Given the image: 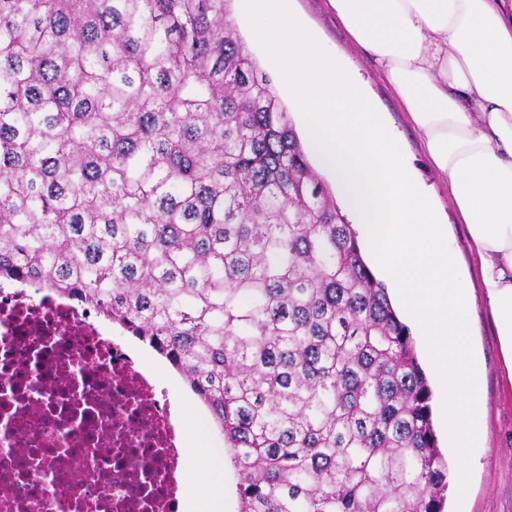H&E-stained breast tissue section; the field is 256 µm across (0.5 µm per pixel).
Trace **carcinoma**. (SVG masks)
I'll return each mask as SVG.
<instances>
[{"label": "carcinoma", "mask_w": 512, "mask_h": 512, "mask_svg": "<svg viewBox=\"0 0 512 512\" xmlns=\"http://www.w3.org/2000/svg\"><path fill=\"white\" fill-rule=\"evenodd\" d=\"M230 2L0 0V278L179 369L239 512H442L410 329ZM232 20L237 36L246 46L251 57L256 61L260 70L272 80L275 92L280 101L288 108V113L297 131L298 113L296 111L295 101L286 86L278 75L269 70L267 66L266 54L259 44L253 40L251 28L246 19L237 15L235 10V1L231 2ZM298 133V131H297ZM299 135V133H298ZM300 136V135H299Z\"/></svg>", "instance_id": "cac0c4a2"}]
</instances>
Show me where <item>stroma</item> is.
<instances>
[{"label": "stroma", "mask_w": 512, "mask_h": 512, "mask_svg": "<svg viewBox=\"0 0 512 512\" xmlns=\"http://www.w3.org/2000/svg\"><path fill=\"white\" fill-rule=\"evenodd\" d=\"M290 7L327 52L361 80L383 112L416 178L448 226V238L457 252L461 280L470 290L469 330L474 352L483 366L481 394L486 436L472 453L466 493H459L457 483H450L443 512H512V387L507 384L490 309L480 288L478 264L468 249L466 227L458 218L448 185L431 168L420 131L378 73L371 56L352 44L326 0H291Z\"/></svg>", "instance_id": "1"}]
</instances>
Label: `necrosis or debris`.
I'll return each mask as SVG.
<instances>
[{
  "label": "necrosis or debris",
  "mask_w": 512,
  "mask_h": 512,
  "mask_svg": "<svg viewBox=\"0 0 512 512\" xmlns=\"http://www.w3.org/2000/svg\"><path fill=\"white\" fill-rule=\"evenodd\" d=\"M139 352L95 311L0 282V512H180L183 435Z\"/></svg>",
  "instance_id": "obj_1"
}]
</instances>
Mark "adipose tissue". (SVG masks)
I'll return each mask as SVG.
<instances>
[{
  "label": "adipose tissue",
  "instance_id": "ef3b65f1",
  "mask_svg": "<svg viewBox=\"0 0 512 512\" xmlns=\"http://www.w3.org/2000/svg\"><path fill=\"white\" fill-rule=\"evenodd\" d=\"M447 181L512 379V0H328Z\"/></svg>",
  "mask_w": 512,
  "mask_h": 512
}]
</instances>
